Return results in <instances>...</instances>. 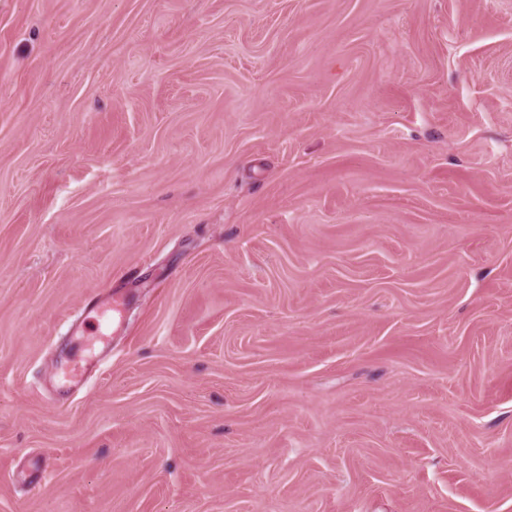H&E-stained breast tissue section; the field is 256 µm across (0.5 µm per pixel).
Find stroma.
I'll return each instance as SVG.
<instances>
[{
	"instance_id": "obj_1",
	"label": "stroma",
	"mask_w": 512,
	"mask_h": 512,
	"mask_svg": "<svg viewBox=\"0 0 512 512\" xmlns=\"http://www.w3.org/2000/svg\"><path fill=\"white\" fill-rule=\"evenodd\" d=\"M0 380V512H512V0H0ZM122 304V301L119 297L115 295H108L106 297H93L89 303V311L87 315L83 318L79 317L74 320L73 324L80 321L78 324L73 327V335L76 336H84L88 330L86 323L91 318H97L100 315H104L108 312H112L113 316L119 312L118 306ZM101 369V360L67 361L62 366L64 386L83 387L92 373Z\"/></svg>"
}]
</instances>
